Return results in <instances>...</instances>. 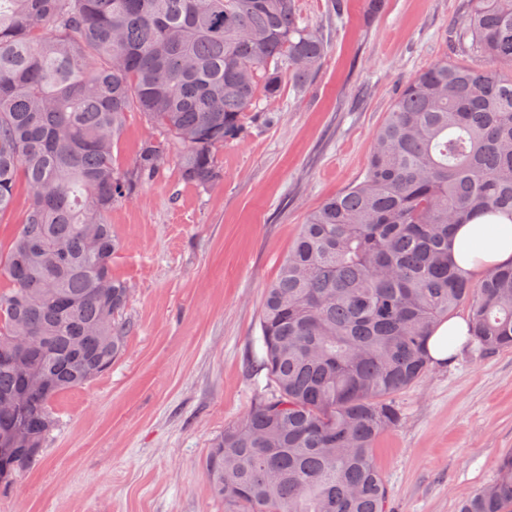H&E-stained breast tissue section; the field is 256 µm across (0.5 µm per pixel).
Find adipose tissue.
<instances>
[{
    "label": "adipose tissue",
    "mask_w": 512,
    "mask_h": 512,
    "mask_svg": "<svg viewBox=\"0 0 512 512\" xmlns=\"http://www.w3.org/2000/svg\"><path fill=\"white\" fill-rule=\"evenodd\" d=\"M448 252L464 277L477 281L496 267L512 264V220L503 216H482L457 225ZM469 335L467 317L457 314L438 323L427 341L431 362L452 363Z\"/></svg>",
    "instance_id": "1"
}]
</instances>
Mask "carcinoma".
<instances>
[{"instance_id":"carcinoma-1","label":"carcinoma","mask_w":512,"mask_h":512,"mask_svg":"<svg viewBox=\"0 0 512 512\" xmlns=\"http://www.w3.org/2000/svg\"><path fill=\"white\" fill-rule=\"evenodd\" d=\"M457 36L487 66L444 56L406 81L363 179L308 212L266 288L272 393L204 460L225 512H389L376 438L437 323L465 306L481 352L512 349V265L476 283L448 254L454 225L512 219V0H470ZM326 54L297 0H0V217L28 195L0 252V435L25 434L0 447L1 481L36 464L56 398L125 352L112 207L173 146L183 180L215 182L257 96L303 87ZM133 111L166 140L122 164ZM459 512H512L511 453Z\"/></svg>"}]
</instances>
